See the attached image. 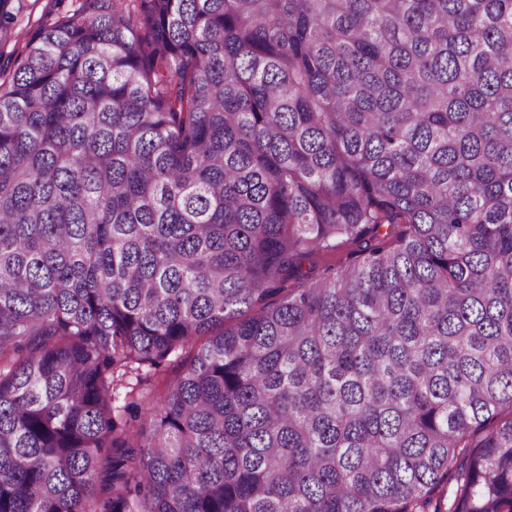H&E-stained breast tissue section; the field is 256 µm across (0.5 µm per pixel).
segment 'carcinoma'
Instances as JSON below:
<instances>
[{
    "label": "carcinoma",
    "instance_id": "carcinoma-1",
    "mask_svg": "<svg viewBox=\"0 0 512 512\" xmlns=\"http://www.w3.org/2000/svg\"><path fill=\"white\" fill-rule=\"evenodd\" d=\"M88 2L0 82V512H512V0ZM187 354L178 351L170 354L158 368L143 366L141 370L135 371L123 379L124 387H117L114 400L115 418L119 423H127L130 428H137L145 423L144 412L146 408L158 402L166 392L167 386L174 383L185 368ZM139 398L141 403L138 417L134 418L125 411L124 404L127 402L125 394L132 391Z\"/></svg>",
    "mask_w": 512,
    "mask_h": 512
}]
</instances>
